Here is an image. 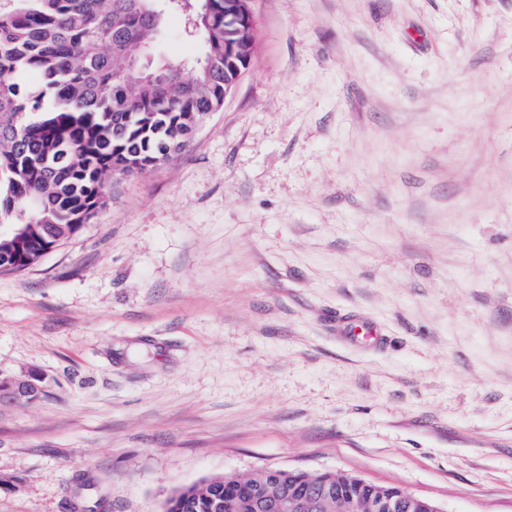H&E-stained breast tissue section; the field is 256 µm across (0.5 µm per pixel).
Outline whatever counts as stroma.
I'll return each mask as SVG.
<instances>
[{"label": "stroma", "mask_w": 512, "mask_h": 512, "mask_svg": "<svg viewBox=\"0 0 512 512\" xmlns=\"http://www.w3.org/2000/svg\"><path fill=\"white\" fill-rule=\"evenodd\" d=\"M250 7L223 109L0 275V376L44 386L0 400V512L269 468L512 512V0Z\"/></svg>", "instance_id": "1"}]
</instances>
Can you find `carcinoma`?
<instances>
[{"mask_svg": "<svg viewBox=\"0 0 512 512\" xmlns=\"http://www.w3.org/2000/svg\"><path fill=\"white\" fill-rule=\"evenodd\" d=\"M0 9V229L21 223L87 224L105 204L114 163L145 171L187 141L192 120L224 105L225 0H11ZM185 16L184 35L202 43L191 63L163 60L127 79L128 60L168 12ZM19 248L0 255V274L29 268ZM310 500L322 489L360 512H386L383 498L413 495L342 472L329 481L298 470L225 474L175 491L166 512H255L254 499L282 486Z\"/></svg>", "mask_w": 512, "mask_h": 512, "instance_id": "1", "label": "carcinoma"}]
</instances>
